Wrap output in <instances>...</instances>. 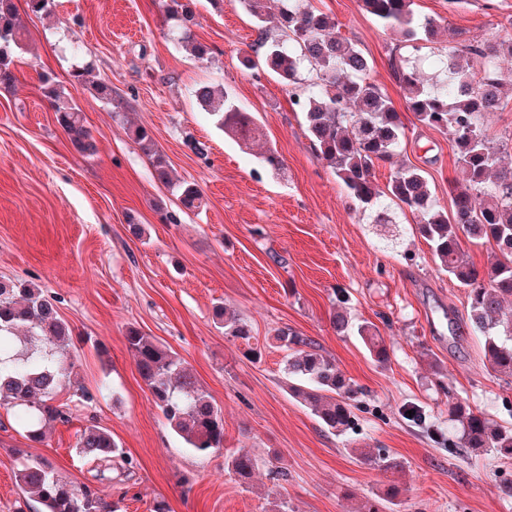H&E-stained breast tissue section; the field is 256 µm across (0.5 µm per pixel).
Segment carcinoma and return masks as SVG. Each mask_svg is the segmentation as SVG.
I'll use <instances>...</instances> for the list:
<instances>
[{"label": "carcinoma", "mask_w": 512, "mask_h": 512, "mask_svg": "<svg viewBox=\"0 0 512 512\" xmlns=\"http://www.w3.org/2000/svg\"><path fill=\"white\" fill-rule=\"evenodd\" d=\"M361 2L362 9L389 30L400 46L431 42L437 35L438 20L417 18L413 0ZM239 3L256 31L251 45L255 58H246V65L262 64L291 88L292 104L304 116L315 157L368 214L370 223H397L395 205L415 216L416 231L430 246L439 268L467 292L469 328L483 338L484 365L512 383V311L504 309V302L512 301V155L506 146L488 138L483 123L486 114L512 107V97L504 92L505 84L512 82V38L496 35L479 43L457 33L455 44L438 49V65L446 78L432 84L399 50L392 51L390 66L407 111L420 125L450 136L463 182L451 184L448 210L438 203L423 170L397 163L407 129L402 113L371 76L368 59L339 32L333 17L314 9L310 0H277L272 15L267 0ZM161 5L166 18L183 29L192 54L206 57L209 48L191 34L193 15L188 4L162 0ZM24 47L14 0H0V87L15 85ZM41 90L72 147L83 155L95 154L96 140L80 108L64 97L52 75H41ZM194 98L239 143L248 147L262 136L252 114L225 89L200 83ZM128 132L148 157L155 177L165 185L173 184L167 157L148 131L135 126ZM381 162L397 164L384 190L375 182V167ZM177 199L184 209L195 210L201 207L203 194L196 184L182 181ZM465 238L495 246L494 261L482 270L470 263L462 246ZM215 317L224 323L225 335L247 343L252 339L249 326L235 311L218 306ZM332 326L340 336L358 337L376 363L391 360L390 349L374 324L355 323L340 309ZM72 335L56 300L41 288L0 282V407L15 411L17 422L33 442L43 441L51 424L69 420L70 404L93 400L72 379ZM124 339L154 404L185 446L200 455L223 449L222 411L184 361L136 327H127ZM275 340L287 351L284 377L290 396L308 408L324 429L337 436L348 434L363 390L335 360L320 353L312 339L287 328ZM65 386L71 395L60 403L58 395ZM448 398V414L459 428L448 447L493 452L511 463L512 426L491 423L485 413L451 392ZM401 416L416 425L426 423V414L416 403L405 404ZM76 448L79 457L100 466L118 457L127 468L134 467L112 433L95 424L84 428ZM352 452L386 473L403 469L385 448ZM224 465L240 485L248 486L259 462L241 448L227 455ZM14 478L23 493L43 506V512H114L88 487L62 480L46 460L20 463ZM398 494V486L390 483L383 492L365 498L357 512H386L387 505H399Z\"/></svg>", "instance_id": "obj_1"}]
</instances>
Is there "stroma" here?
<instances>
[{"label":"stroma","mask_w":512,"mask_h":512,"mask_svg":"<svg viewBox=\"0 0 512 512\" xmlns=\"http://www.w3.org/2000/svg\"><path fill=\"white\" fill-rule=\"evenodd\" d=\"M26 50L14 88H0V281L33 283L57 298L73 330L75 370L94 396L43 441L26 438L13 410L0 408V512H41L14 479L15 454L49 461L78 486L87 485L114 512H350L357 497L399 483L400 512H512V465L448 447L425 427L402 419L405 403L424 406L428 424L450 428L448 400L432 383L433 366L448 374L455 396L512 423V384L483 366L482 344L466 326L464 288L439 269L406 216L404 248L412 260L383 249L380 229L351 209L335 175L315 157L303 115L288 88L262 70L244 68L256 37L238 0L214 8L193 0L198 59L181 42L159 0H55L35 14L15 0ZM335 18L343 35L369 59L372 74L397 109L405 101L390 67V31L359 0H311ZM415 11L439 20V41L464 33L482 41L512 16V0H414ZM112 88L94 97L71 74ZM56 76L82 111L98 151L75 152L39 90L38 75ZM226 88L264 131L245 153L217 128L193 97L199 83ZM403 163L422 169L440 205L458 173L448 135L406 115ZM148 129L171 163L172 175L196 182L204 205L180 209L170 189L127 134ZM206 144L197 157L187 138ZM274 148L278 174L261 170L258 152ZM174 212L166 223L162 211ZM135 217L144 229L134 237ZM349 298L355 322L375 324L391 347L379 365L357 337L336 335L337 294ZM235 309L264 348L245 354L226 336L216 305ZM134 326L176 352L224 415V449L199 455L169 429L127 350ZM289 328L314 340L365 394L353 432L323 429L284 384V357L275 340ZM111 431L135 466L96 463L74 448L89 424ZM384 448L401 461L395 477L362 464L352 448ZM249 449L259 468L250 486L224 468L227 452Z\"/></svg>","instance_id":"35a3bbf8"}]
</instances>
